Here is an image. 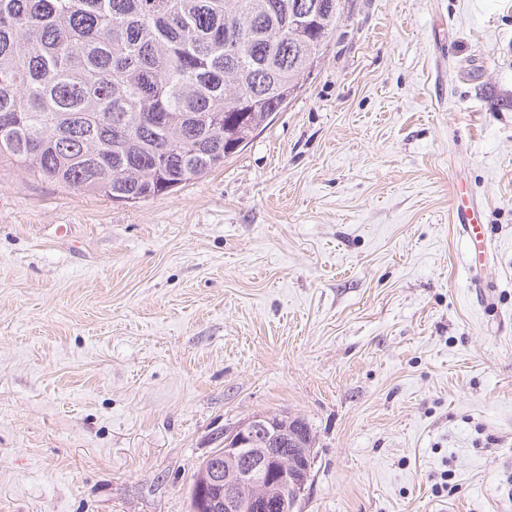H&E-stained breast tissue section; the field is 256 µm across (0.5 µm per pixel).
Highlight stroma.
I'll return each mask as SVG.
<instances>
[{
	"label": "stroma",
	"mask_w": 512,
	"mask_h": 512,
	"mask_svg": "<svg viewBox=\"0 0 512 512\" xmlns=\"http://www.w3.org/2000/svg\"><path fill=\"white\" fill-rule=\"evenodd\" d=\"M281 411L300 512H512V0H345L286 111L170 194L0 164V512H190ZM456 220L462 224L463 233L470 244L469 262L474 269L480 267L488 254V229L482 221L481 212L473 203L461 202L456 208ZM478 251V255L476 252Z\"/></svg>",
	"instance_id": "stroma-1"
}]
</instances>
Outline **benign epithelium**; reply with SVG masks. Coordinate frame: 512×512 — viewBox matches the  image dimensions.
<instances>
[{"mask_svg":"<svg viewBox=\"0 0 512 512\" xmlns=\"http://www.w3.org/2000/svg\"><path fill=\"white\" fill-rule=\"evenodd\" d=\"M224 464L206 466L214 504L224 512H295L310 478L308 449L271 413L224 429Z\"/></svg>","mask_w":512,"mask_h":512,"instance_id":"1","label":"benign epithelium"}]
</instances>
